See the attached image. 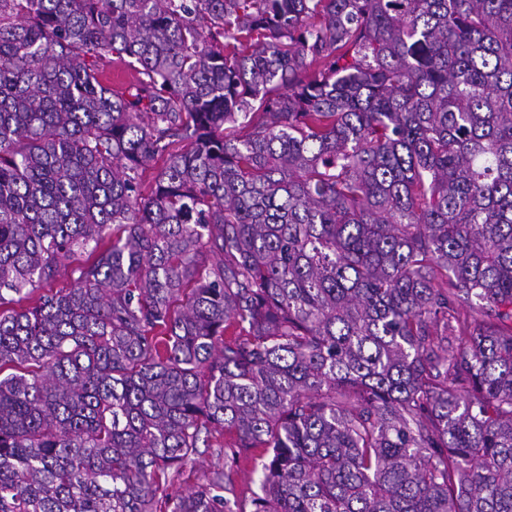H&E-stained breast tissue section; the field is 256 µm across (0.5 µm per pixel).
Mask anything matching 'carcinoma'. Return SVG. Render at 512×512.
I'll use <instances>...</instances> for the list:
<instances>
[{
    "instance_id": "cac0c4a2",
    "label": "carcinoma",
    "mask_w": 512,
    "mask_h": 512,
    "mask_svg": "<svg viewBox=\"0 0 512 512\" xmlns=\"http://www.w3.org/2000/svg\"><path fill=\"white\" fill-rule=\"evenodd\" d=\"M254 448L251 512H512V0H0V512Z\"/></svg>"
}]
</instances>
